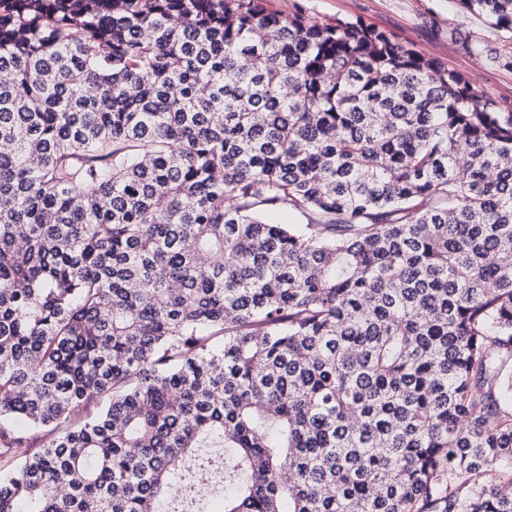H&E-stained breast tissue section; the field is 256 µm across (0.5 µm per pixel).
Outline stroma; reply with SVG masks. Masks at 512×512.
Masks as SVG:
<instances>
[{
  "mask_svg": "<svg viewBox=\"0 0 512 512\" xmlns=\"http://www.w3.org/2000/svg\"><path fill=\"white\" fill-rule=\"evenodd\" d=\"M270 9L291 15L361 20L392 34L426 57L464 75L474 86L512 111V66L491 63L469 53L466 44L480 41L500 47L502 34L483 19L460 12L452 0H267Z\"/></svg>",
  "mask_w": 512,
  "mask_h": 512,
  "instance_id": "obj_1",
  "label": "stroma"
}]
</instances>
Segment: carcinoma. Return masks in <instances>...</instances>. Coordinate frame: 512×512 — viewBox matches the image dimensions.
Returning a JSON list of instances; mask_svg holds the SVG:
<instances>
[{
  "label": "carcinoma",
  "mask_w": 512,
  "mask_h": 512,
  "mask_svg": "<svg viewBox=\"0 0 512 512\" xmlns=\"http://www.w3.org/2000/svg\"><path fill=\"white\" fill-rule=\"evenodd\" d=\"M220 464L213 512H512V112L265 0H0V512Z\"/></svg>",
  "instance_id": "1"
}]
</instances>
